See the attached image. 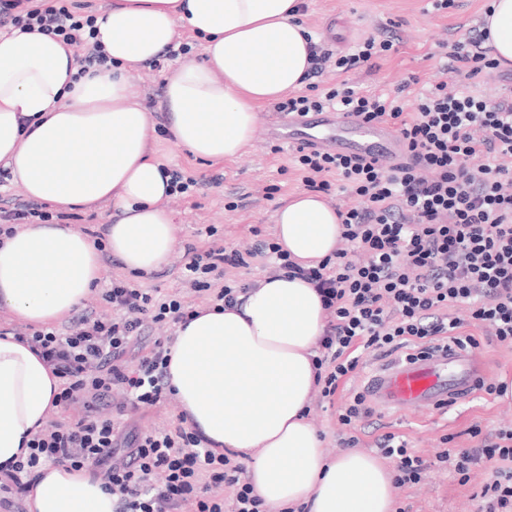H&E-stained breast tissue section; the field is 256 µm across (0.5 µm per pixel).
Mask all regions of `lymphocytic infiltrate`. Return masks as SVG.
Segmentation results:
<instances>
[{
	"label": "lymphocytic infiltrate",
	"instance_id": "f902f5d3",
	"mask_svg": "<svg viewBox=\"0 0 512 512\" xmlns=\"http://www.w3.org/2000/svg\"><path fill=\"white\" fill-rule=\"evenodd\" d=\"M93 15L44 0H0V30H40L75 48L80 70L102 67L107 58L85 35ZM481 20L455 41L450 78L441 79L407 105L404 95L365 93L349 81L323 95L289 94L277 112L307 115L334 109L365 121L390 124L405 140L410 158L384 170L362 160L297 148L295 161L306 189L347 194L338 208L342 245L333 257L305 268L275 242L259 241L250 255L214 243L187 245L184 282L212 305L232 308L251 283L230 280L227 268L247 267L248 256H266L273 270L306 280L318 292L327 324L313 364L321 395L344 396L338 420L351 427L372 417L364 393H348L365 350L387 356L400 349L420 357L454 345L478 348L480 337L512 347V93H475L469 80L498 64L485 45ZM393 36H369L354 50L334 56L313 44L309 77L327 63L354 71L390 51ZM108 312H87L66 333L30 329L24 338L61 379L55 402L68 407L93 400V408L34 434L25 460L0 468V512H23L22 503L42 466L88 469L112 493L113 512H268L244 477L245 467L197 432H142L121 426L127 412L167 401L168 345L155 339L144 349L151 325L185 324L196 309L179 294L156 296L124 279L102 293ZM122 401H115V394ZM111 407L101 417L97 407ZM478 443L446 449L437 460L451 465L460 484L485 465L487 477L474 494V512H512V427L472 426ZM380 454L393 460L396 482L419 483L426 462L395 434L379 436Z\"/></svg>",
	"mask_w": 512,
	"mask_h": 512
}]
</instances>
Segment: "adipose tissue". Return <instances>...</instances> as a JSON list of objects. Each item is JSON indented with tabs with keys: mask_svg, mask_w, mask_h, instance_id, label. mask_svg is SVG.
I'll use <instances>...</instances> for the list:
<instances>
[{
	"mask_svg": "<svg viewBox=\"0 0 512 512\" xmlns=\"http://www.w3.org/2000/svg\"><path fill=\"white\" fill-rule=\"evenodd\" d=\"M303 0H112L98 16L108 68L79 74L74 49L40 31L0 34V161L27 198L61 208L112 205L108 248L130 272L163 268L177 244L170 176L148 151L150 117L128 73L158 59L182 21L205 42L202 60L166 79L168 134L197 159L239 157L263 103L301 89L310 67ZM483 21L501 67H512V0H490ZM277 241L313 266L335 252L340 221L319 195L297 194L276 216ZM104 275L95 244L65 224H32L0 242V305L47 326L68 316ZM326 312L299 279L268 278L242 305L202 308L178 329L167 381L179 413L212 447L246 461L272 512H395L394 473L348 449L328 455L307 418L313 347ZM60 380L13 335L0 336V467L27 456L56 413ZM28 512H113L87 470L47 466Z\"/></svg>",
	"mask_w": 512,
	"mask_h": 512,
	"instance_id": "adipose-tissue-1",
	"label": "adipose tissue"
}]
</instances>
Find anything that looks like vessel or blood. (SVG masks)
I'll return each mask as SVG.
<instances>
[{
    "mask_svg": "<svg viewBox=\"0 0 512 512\" xmlns=\"http://www.w3.org/2000/svg\"><path fill=\"white\" fill-rule=\"evenodd\" d=\"M280 138L295 147L350 153L390 169L405 163V142L388 124L367 122L331 110L289 118ZM484 376L482 363L456 348L412 360L392 358L375 369L365 385L370 402L396 413L437 410L474 395Z\"/></svg>",
    "mask_w": 512,
    "mask_h": 512,
    "instance_id": "obj_1",
    "label": "vessel or blood"
}]
</instances>
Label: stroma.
<instances>
[{
    "mask_svg": "<svg viewBox=\"0 0 512 512\" xmlns=\"http://www.w3.org/2000/svg\"><path fill=\"white\" fill-rule=\"evenodd\" d=\"M486 0H456L454 8L444 12L427 10L424 0H305L303 24L314 40L325 42L332 50L346 53L368 35L388 28L398 41L388 54L373 59L371 69L349 73L346 78L368 91L393 92L408 76L418 84L412 92L427 89L445 67L446 45L464 35L463 26L480 15ZM177 61H165L163 67L142 66L132 69L130 78L139 94V102L152 120L149 141L157 156L169 169L195 175H222L220 185L206 187L192 198H171L170 208L176 215L178 246L170 263L145 278H137L142 288H156L164 293L181 291L185 301L206 306L205 296L184 286L182 265L186 244L207 248L212 239L224 240L227 246L247 251L262 239L276 236V213L295 194L302 192V175L293 162V150L279 143L274 129L281 119L272 103L258 110V129L252 146L235 159L216 164L193 158L175 148L168 140L164 85L166 77L177 68ZM328 68L317 78L319 92H326L345 78ZM274 195H267L269 186ZM215 227L216 237H208L206 227ZM340 399H313L312 423L322 432L329 452L340 451V438L358 436V449L375 452V439L386 432L406 440L431 466L421 482L398 489L396 504L406 512H471V496L479 491L482 468H475L469 485L462 486L434 462L445 445L471 447L472 425H512V400L504 401L483 393L460 401L444 410L396 414L375 410L371 425L351 431L338 421Z\"/></svg>",
    "mask_w": 512,
    "mask_h": 512,
    "instance_id": "stroma-1",
    "label": "stroma"
}]
</instances>
